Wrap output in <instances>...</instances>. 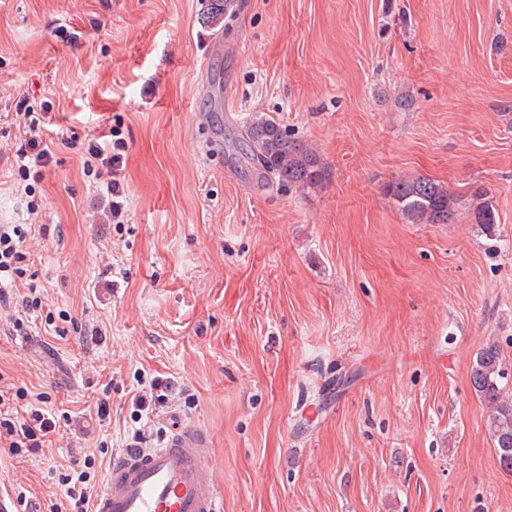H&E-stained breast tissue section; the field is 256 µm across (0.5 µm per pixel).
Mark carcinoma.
I'll list each match as a JSON object with an SVG mask.
<instances>
[{
	"instance_id": "1",
	"label": "carcinoma",
	"mask_w": 512,
	"mask_h": 512,
	"mask_svg": "<svg viewBox=\"0 0 512 512\" xmlns=\"http://www.w3.org/2000/svg\"><path fill=\"white\" fill-rule=\"evenodd\" d=\"M233 0H204L202 23L214 27L224 20ZM250 160L262 173H270L282 184L298 188L322 185L329 176L328 167L315 151L305 147L277 122L253 118L246 128ZM385 194L401 212L417 224H446L457 202L444 184L428 177L396 179L384 187ZM479 199L474 209L475 223L485 231H494L495 212L490 201ZM505 369L501 351L495 344L482 348L473 360L470 383L475 394L490 409V432L495 451L512 448V399L502 395L505 390Z\"/></svg>"
}]
</instances>
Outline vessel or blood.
<instances>
[{"instance_id":"b4317fda","label":"vessel or blood","mask_w":512,"mask_h":512,"mask_svg":"<svg viewBox=\"0 0 512 512\" xmlns=\"http://www.w3.org/2000/svg\"><path fill=\"white\" fill-rule=\"evenodd\" d=\"M209 438L179 426L157 448H128L117 456L93 512H223L207 465Z\"/></svg>"}]
</instances>
